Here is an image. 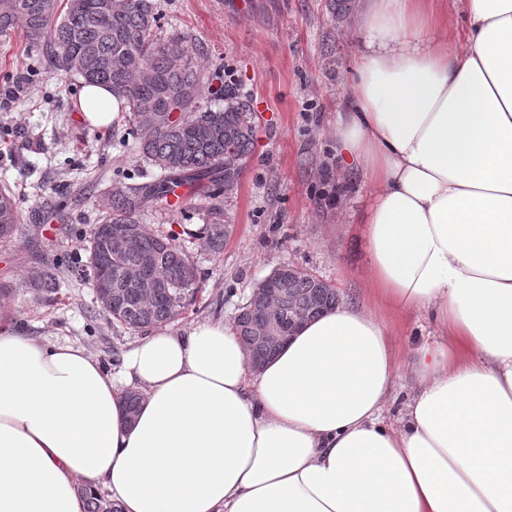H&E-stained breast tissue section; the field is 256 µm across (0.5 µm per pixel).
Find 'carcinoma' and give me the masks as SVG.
Instances as JSON below:
<instances>
[{"label":"carcinoma","mask_w":512,"mask_h":512,"mask_svg":"<svg viewBox=\"0 0 512 512\" xmlns=\"http://www.w3.org/2000/svg\"><path fill=\"white\" fill-rule=\"evenodd\" d=\"M113 0H0V38L22 32L25 48H51L55 69L81 80L84 85L106 84L126 102L130 135L139 155L160 171L153 182L122 184L125 193L115 195L112 186L100 191V216L85 238L86 261L74 266L79 278L92 280L105 266L112 289L123 302L106 314L108 323L134 331L174 322L191 307L200 291L198 268L186 247L168 235L143 224L148 209L166 199L172 182L192 183L200 189L213 185L231 188L239 177L240 162L253 146L255 117L239 92L223 90L224 105H202L204 76L194 43L184 36L171 44L158 41L159 12L154 0H126L120 12ZM63 219L57 207L23 216L15 193L0 188V240H10L18 225L27 220L43 224ZM129 224L137 229L131 245L112 246V259L101 255L100 240L109 226ZM227 227L211 224L207 230L210 249L224 250ZM150 256V275L165 285L153 302H141L140 289L125 271ZM29 287L46 300L57 292L56 276L49 267L35 268ZM259 288H275V302L250 294L238 308L235 326L250 356L265 358L270 351L256 341L265 317L288 325L296 306L311 317L335 307L339 296L332 285L314 274L284 264ZM85 512H121L112 497L98 489L79 488Z\"/></svg>","instance_id":"obj_1"}]
</instances>
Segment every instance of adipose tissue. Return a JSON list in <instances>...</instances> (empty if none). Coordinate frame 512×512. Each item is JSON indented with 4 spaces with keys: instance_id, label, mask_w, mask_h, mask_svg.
<instances>
[{
    "instance_id": "1",
    "label": "adipose tissue",
    "mask_w": 512,
    "mask_h": 512,
    "mask_svg": "<svg viewBox=\"0 0 512 512\" xmlns=\"http://www.w3.org/2000/svg\"><path fill=\"white\" fill-rule=\"evenodd\" d=\"M352 109L332 130L374 193L372 307L306 322L259 371L234 325L154 329L107 374L84 349L0 333V512H512V0H365ZM120 99L85 86L110 125ZM433 313L415 394L374 307ZM140 394L128 417L123 394ZM441 13L447 15L448 11V32L449 37L453 33L466 30L468 19L463 8L462 1L455 0H439L436 1ZM79 491L85 500V512H121L119 504L108 493L86 487Z\"/></svg>"
}]
</instances>
